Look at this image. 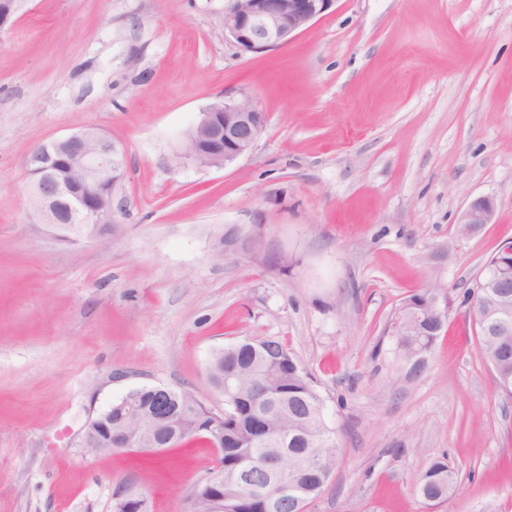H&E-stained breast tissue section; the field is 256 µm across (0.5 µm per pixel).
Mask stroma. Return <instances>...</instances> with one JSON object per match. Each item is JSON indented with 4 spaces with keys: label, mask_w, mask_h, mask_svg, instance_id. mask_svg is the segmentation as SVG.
Instances as JSON below:
<instances>
[{
    "label": "stroma",
    "mask_w": 512,
    "mask_h": 512,
    "mask_svg": "<svg viewBox=\"0 0 512 512\" xmlns=\"http://www.w3.org/2000/svg\"><path fill=\"white\" fill-rule=\"evenodd\" d=\"M225 0H26L0 31V512H112L121 489L183 512L215 464L87 454L89 418L129 391L207 408L213 353L282 340L334 428L308 512H512V398L464 298L512 239V0H336L285 45L224 39ZM249 99L253 150L221 168L173 155L201 112ZM85 128L123 151L112 227L41 223L26 155ZM488 196L493 220L462 239ZM453 299L420 376L395 327L411 293ZM458 478L433 508V461ZM495 207L494 200L489 197H479L470 202L457 223L459 234L468 238L475 235L484 224H490ZM416 485L424 500L434 504L443 503L455 488L454 472L446 459L435 460L418 476Z\"/></svg>",
    "instance_id": "35a3bbf8"
}]
</instances>
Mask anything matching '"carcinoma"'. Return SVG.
Instances as JSON below:
<instances>
[{"instance_id": "1", "label": "carcinoma", "mask_w": 512, "mask_h": 512, "mask_svg": "<svg viewBox=\"0 0 512 512\" xmlns=\"http://www.w3.org/2000/svg\"><path fill=\"white\" fill-rule=\"evenodd\" d=\"M441 296L452 304L448 289L430 285L410 294L401 307L396 330V350L409 365L408 374L418 376L425 357L441 334V326L430 316V298ZM474 308L478 348L491 364L495 377H512V326L499 330L481 325L482 307L489 302L512 314V288H480L468 294ZM208 380L224 397V413L214 412L191 394L173 391L171 442L203 441L211 425L222 417L224 454L221 469L229 471L243 460L258 463L275 449L288 451V464L281 484L314 500L322 492L336 466L338 445L335 431L323 416V401L308 373L279 340L266 338L242 341L217 350L212 357ZM155 402L154 388L136 389V406L143 413L128 417L124 402L112 403V429L147 430V417ZM421 497L434 504L448 499L455 477L447 460H435L418 476ZM194 512H275L271 492L261 489L249 495L233 486L218 490L204 479L194 486ZM112 512H148L146 500L127 493L112 503Z\"/></svg>"}]
</instances>
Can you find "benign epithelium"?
Wrapping results in <instances>:
<instances>
[{
    "label": "benign epithelium",
    "instance_id": "7a95c632",
    "mask_svg": "<svg viewBox=\"0 0 512 512\" xmlns=\"http://www.w3.org/2000/svg\"><path fill=\"white\" fill-rule=\"evenodd\" d=\"M25 0H0V30L19 11ZM335 0H227L224 7V39L242 52L257 53L287 43L297 32L323 17ZM264 117L249 99L226 100L213 104L191 129L196 140L210 154L220 156L217 166H226L247 154L256 143ZM119 153L109 137L86 129L42 143L31 150L25 166L31 176L29 202L43 223L57 235L74 241L77 235L64 230L67 225L87 229L112 223V195L103 193L106 186L119 180ZM78 168L83 175V188L71 189L57 178L60 167ZM495 213L494 200L479 197L462 211L458 224L460 235L468 238L491 222ZM512 263V241L498 248L497 277L494 284L507 288L512 285L504 269ZM107 409L91 419L82 435V447L95 453L102 444L97 429L110 419ZM109 452L136 450L145 454H160L151 437L133 438L126 433L107 430ZM283 458L268 454L261 467L255 469L265 479L281 476Z\"/></svg>",
    "mask_w": 512,
    "mask_h": 512
}]
</instances>
